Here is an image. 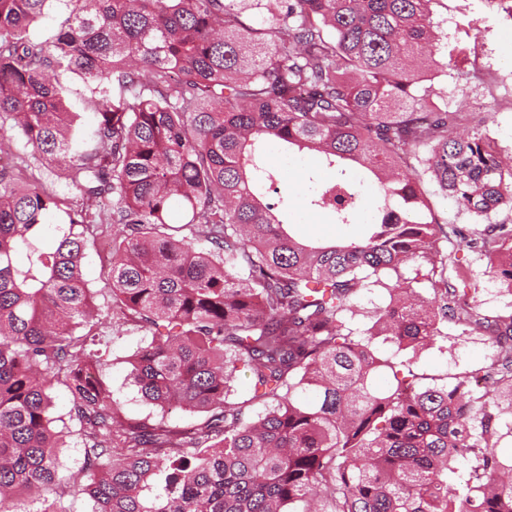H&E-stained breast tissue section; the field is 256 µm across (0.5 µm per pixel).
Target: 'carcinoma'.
Masks as SVG:
<instances>
[{
	"label": "carcinoma",
	"instance_id": "cac0c4a2",
	"mask_svg": "<svg viewBox=\"0 0 512 512\" xmlns=\"http://www.w3.org/2000/svg\"><path fill=\"white\" fill-rule=\"evenodd\" d=\"M435 2L0 0V133L81 196L0 166V512L23 496V512H65L54 490L91 512H512V452L497 451L512 437L499 423L512 345L471 373L509 390L479 394L421 387L373 348L388 336L409 370L448 322L470 324L426 178L489 222L473 245L512 290V224L490 222L512 210V165L489 149L491 110L456 132L462 113L435 80L470 49L435 42ZM55 5L60 25L36 30ZM67 70L97 102L90 149L68 135L52 80ZM272 143L336 171L312 205L339 224L361 202L346 168L369 176L380 202L361 236L291 231L265 201L285 178ZM99 224L115 226L113 314L148 337L132 382L164 413L202 415L188 427L128 416L96 374L82 265ZM366 288L385 301L360 329ZM57 385L82 430L76 472L60 458ZM460 458L472 465L452 483Z\"/></svg>",
	"mask_w": 512,
	"mask_h": 512
}]
</instances>
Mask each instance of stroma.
Listing matches in <instances>:
<instances>
[{"label": "stroma", "instance_id": "stroma-1", "mask_svg": "<svg viewBox=\"0 0 512 512\" xmlns=\"http://www.w3.org/2000/svg\"><path fill=\"white\" fill-rule=\"evenodd\" d=\"M433 21L438 36L456 38L460 25L469 24L477 36L476 54L485 69L482 84L461 79L449 73L439 87L447 94L451 109L465 112L469 124H476L482 106L495 111V123L490 131L500 154L512 161V20L491 12L485 0H436ZM65 90L67 104L74 114L72 138L88 140L97 121V104L92 99L79 73L65 71L58 76ZM424 190L430 194L432 210L441 223L454 228L442 252L452 261L448 274L452 279H463L467 284V301L474 315L492 323L506 321L512 316V293L498 289L489 279L488 257L467 244L468 238L482 233L488 223L512 224V211L501 210L491 222L475 219L462 210L451 198L442 196L435 184L427 182ZM310 191L302 184L281 186L272 194L273 202L287 210L297 224L295 232L307 238L324 235L337 240L354 238L353 226L339 224L327 213L310 208ZM83 272L92 290L89 319L95 322V347L102 354L98 367L100 376L110 385L114 399L120 402L126 414L151 418L156 414L153 405L144 401L130 383V360L140 345L143 334L112 319V291L109 267L99 248H89L83 260ZM500 349L493 336L483 329L449 324L447 338L438 340L435 347L419 357L415 370L423 384L454 383L474 369L490 365L499 357Z\"/></svg>", "mask_w": 512, "mask_h": 512}]
</instances>
